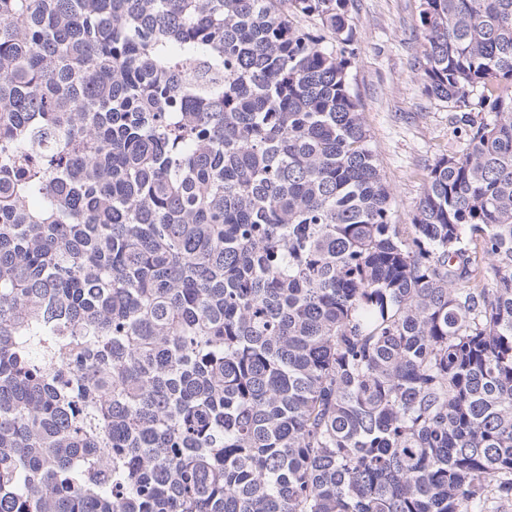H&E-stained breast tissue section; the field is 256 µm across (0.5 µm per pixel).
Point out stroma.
Returning <instances> with one entry per match:
<instances>
[{"label": "stroma", "mask_w": 512, "mask_h": 512, "mask_svg": "<svg viewBox=\"0 0 512 512\" xmlns=\"http://www.w3.org/2000/svg\"><path fill=\"white\" fill-rule=\"evenodd\" d=\"M419 3L349 2L356 31L352 88L392 191L393 218L400 224L409 223L428 169L463 147L446 105L426 94L415 65L421 55Z\"/></svg>", "instance_id": "stroma-1"}]
</instances>
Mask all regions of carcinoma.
Segmentation results:
<instances>
[{"instance_id": "carcinoma-1", "label": "carcinoma", "mask_w": 512, "mask_h": 512, "mask_svg": "<svg viewBox=\"0 0 512 512\" xmlns=\"http://www.w3.org/2000/svg\"><path fill=\"white\" fill-rule=\"evenodd\" d=\"M419 22L397 224L348 0H0V512L512 501V0Z\"/></svg>"}]
</instances>
